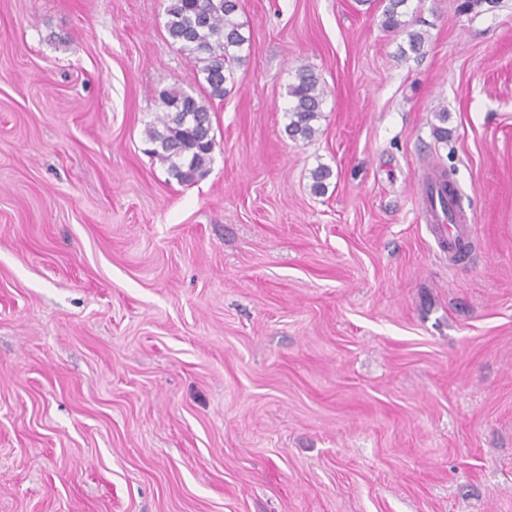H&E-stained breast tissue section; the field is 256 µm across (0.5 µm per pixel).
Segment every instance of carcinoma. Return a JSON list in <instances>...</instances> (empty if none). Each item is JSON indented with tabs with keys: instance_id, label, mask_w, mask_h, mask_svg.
<instances>
[{
	"instance_id": "cac0c4a2",
	"label": "carcinoma",
	"mask_w": 512,
	"mask_h": 512,
	"mask_svg": "<svg viewBox=\"0 0 512 512\" xmlns=\"http://www.w3.org/2000/svg\"><path fill=\"white\" fill-rule=\"evenodd\" d=\"M408 0H387L383 25L389 30L407 26L403 20ZM238 0H169L165 13L166 33L171 42L199 64L207 97L194 96L170 87L155 94L160 115L148 125L145 135L153 145L149 153L168 166L184 184L204 177L215 146L212 102L222 100L226 83L233 79V66L241 60L239 50L247 42L236 20ZM291 105L286 109L288 136L310 140L317 132L325 90L307 65L297 68V82L288 86Z\"/></svg>"
}]
</instances>
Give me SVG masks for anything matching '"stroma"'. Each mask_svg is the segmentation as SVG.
Listing matches in <instances>:
<instances>
[{"label": "stroma", "mask_w": 512, "mask_h": 512, "mask_svg": "<svg viewBox=\"0 0 512 512\" xmlns=\"http://www.w3.org/2000/svg\"><path fill=\"white\" fill-rule=\"evenodd\" d=\"M463 2L408 0L412 53L385 0H239L185 185L145 137L205 91L166 0H0V512H512V0ZM291 105L286 109L288 136L296 140H310L317 132L321 118L325 90L319 78L308 65L297 68V82L288 86ZM446 181L441 172L429 171L424 179V194L427 200L428 220L440 245L448 246V250L462 252L473 237V226L460 222V205L453 194L444 195ZM441 195L445 207L441 203ZM430 196L433 197L434 206Z\"/></svg>", "instance_id": "1"}]
</instances>
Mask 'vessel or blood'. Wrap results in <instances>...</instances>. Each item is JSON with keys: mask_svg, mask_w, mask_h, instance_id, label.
Wrapping results in <instances>:
<instances>
[{"mask_svg": "<svg viewBox=\"0 0 512 512\" xmlns=\"http://www.w3.org/2000/svg\"><path fill=\"white\" fill-rule=\"evenodd\" d=\"M445 179L441 172L429 171L424 179V194L434 200L427 214L435 237L454 252L463 251L473 237V227L460 221L457 197L444 192Z\"/></svg>", "mask_w": 512, "mask_h": 512, "instance_id": "b4317fda", "label": "vessel or blood"}]
</instances>
